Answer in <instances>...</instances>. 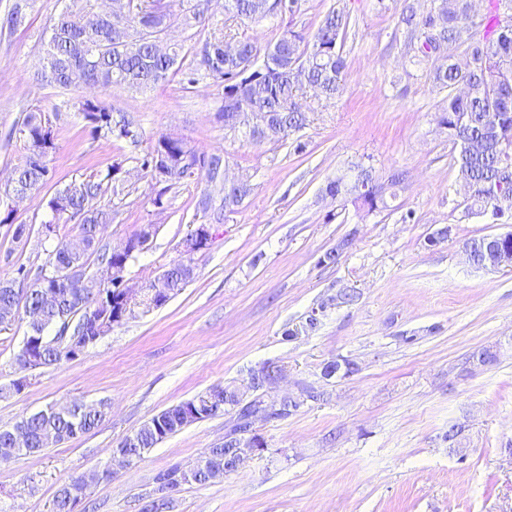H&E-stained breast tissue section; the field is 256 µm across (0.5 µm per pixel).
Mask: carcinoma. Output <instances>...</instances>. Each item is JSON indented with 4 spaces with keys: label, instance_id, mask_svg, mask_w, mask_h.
<instances>
[{
    "label": "carcinoma",
    "instance_id": "obj_1",
    "mask_svg": "<svg viewBox=\"0 0 512 512\" xmlns=\"http://www.w3.org/2000/svg\"><path fill=\"white\" fill-rule=\"evenodd\" d=\"M73 2L74 7L54 19L51 35L42 45L37 71L39 81L60 89L80 84L102 91L114 87L148 89L179 74L191 84L197 82L203 71L224 82V126H229L240 113L262 112L268 117L263 137L274 142L289 139L307 125L306 112L296 100L299 89L307 86L324 99H333L344 90L346 60L342 43L347 18L335 8L324 14L311 36L288 28L275 42L264 46L243 37L236 42V53L228 55L224 51V34L205 31L204 13L185 0H179V11L173 9L171 0H138V7L129 19L122 21L119 31L114 28L117 20L100 13L95 0ZM226 2L229 15L236 19L255 21L268 15V0ZM400 22L412 34L414 57L430 58L436 50L443 53L444 63L432 74L433 82L448 90L447 105L439 112L440 124L448 129V138L456 147L453 164L459 179L471 188V213L489 210L495 216L500 214L502 199H512V0H488L486 13L479 21L471 13L470 0H441L437 11L426 16L408 2ZM176 23L200 27V39L194 42L189 58L179 45L164 55L155 50V43ZM480 27L484 29L481 37ZM76 108L94 134L102 133L132 144L139 142L140 132L134 122L124 116L115 119L112 110L99 98L83 97ZM19 132L26 142L27 154L8 180L6 195L44 184L49 174L48 157L55 148L50 116L41 109L26 113ZM222 162L218 156L206 157L182 138L163 136L142 159L143 169L166 191L205 172L213 191L201 196L197 210L211 214L217 224L224 221V211L235 210L251 191L246 182L226 191L220 175ZM119 171L114 165L103 177L93 174L72 182L48 200L53 215L49 225L65 215L78 219L80 237L86 241V247L75 251L67 243H58L49 250L39 279H48L50 295H44L37 286L25 300L24 306L30 311L40 312L39 326L28 328L27 335L39 336L51 328L70 324L69 337L46 339L44 345L33 347L46 364L69 359L71 336L82 328L77 314L89 296L105 287L90 273L80 286L61 285L56 274L66 268L88 270L93 255L97 256L100 268L110 269L116 262L112 252L101 245V228L112 223L116 211L101 204V199L124 194ZM326 190L341 193V198L368 213L386 207L385 196L377 195L368 183L337 178L327 183ZM217 195L221 197L218 206ZM464 245L469 248L473 266L493 268L501 253L512 251V238L502 240L495 234H486L467 239ZM20 315L11 281L0 279V326L15 323ZM471 359L478 366H492L498 361V350L483 346L472 353ZM241 396L236 388L213 387L192 400L163 410L134 432L137 447L130 449L134 460L142 459L150 449L189 424L233 412L234 424L225 433L224 442L207 449L202 459L207 464H234V434L243 429L245 417L243 412H234ZM320 397L313 386L305 385L300 397L280 398L279 407L271 415L287 417L299 409L302 400ZM106 414L107 405L100 402L86 407H50L27 415L18 421L28 436L23 448L14 446L11 429L0 428V464L87 433ZM109 480L106 470L95 469L63 484L55 495V512H76L91 488ZM182 481L175 467L159 474L151 512L172 508L168 488Z\"/></svg>",
    "mask_w": 512,
    "mask_h": 512
}]
</instances>
